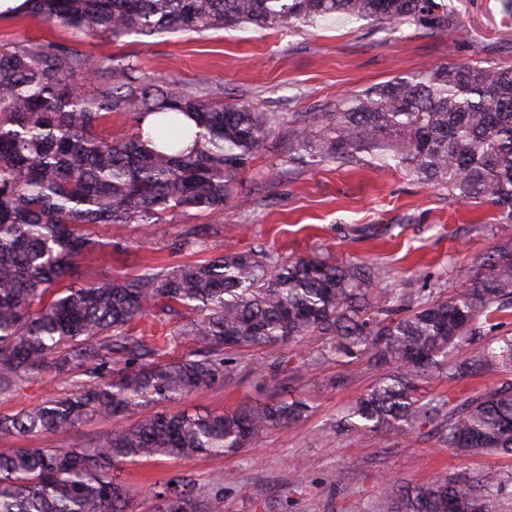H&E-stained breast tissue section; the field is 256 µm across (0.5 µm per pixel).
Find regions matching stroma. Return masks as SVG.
Masks as SVG:
<instances>
[{"mask_svg": "<svg viewBox=\"0 0 512 512\" xmlns=\"http://www.w3.org/2000/svg\"><path fill=\"white\" fill-rule=\"evenodd\" d=\"M447 3L458 21L453 31L339 19L317 28L133 34L115 42L103 33L15 15L0 16V44L29 39L74 47L92 59L109 54L164 87L189 94L219 86L225 101L262 112H324L341 94L396 75L482 59L491 44L493 61L512 67V14H505L503 0ZM288 139L287 128L277 127L232 182L223 215L176 212L148 230L138 224L119 231L96 225L93 235L106 247L85 258V280L133 273L157 261L191 263L227 246L245 251L262 244L295 256L319 252L344 264L379 265L372 297L418 302L441 290L465 292L476 258L496 255L505 244L492 206L452 202L445 189L369 164L291 168L285 161ZM188 232L204 241L206 250L172 249ZM503 336H512V306L463 340L439 374L419 382L422 400L455 403L512 384L510 366L493 364L466 379L456 378L453 369ZM284 354L290 363L282 378L310 401V414L236 455L190 462L159 457L126 466L136 512H150L154 484L182 473L194 475L199 495L221 486L227 512H377L385 477L414 485L441 474L482 477L493 488L512 481V456L456 455L426 427L337 431V419L372 385L377 371L361 361L309 364L293 345ZM254 358L251 352L240 354L230 377L190 395L186 406L221 411L276 396V384L255 373Z\"/></svg>", "mask_w": 512, "mask_h": 512, "instance_id": "stroma-1", "label": "stroma"}]
</instances>
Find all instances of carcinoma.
I'll return each instance as SVG.
<instances>
[{"label": "carcinoma", "mask_w": 512, "mask_h": 512, "mask_svg": "<svg viewBox=\"0 0 512 512\" xmlns=\"http://www.w3.org/2000/svg\"><path fill=\"white\" fill-rule=\"evenodd\" d=\"M23 14L112 41L135 34H201L228 27L316 26L338 17L377 24L457 28L436 0H26ZM132 116L120 137L98 125ZM153 118L149 131L143 123ZM279 124L288 162L369 163L487 204L512 239V68L487 59L445 63L345 94L329 112H260L224 101V89L170 91L110 56L91 60L50 42L0 47V395L47 374L68 387L30 408L0 413V439L69 436L94 417L112 431L64 448L0 454V512H134L123 467L157 456L194 461L254 448L310 412L299 397L222 413L180 407L214 387L236 356L263 349L254 371L287 367L277 349L322 339L323 360L368 359L377 381L347 410L354 426L410 429L436 424L461 455H512V385L441 409L418 381L448 364L480 320L512 295V255L487 262L467 294L438 293L414 309L360 305L375 265H343L259 247L224 249L203 262L152 265L103 281L82 278L99 241L91 229L162 224L173 212L224 214L229 187ZM188 317L163 343L132 331L177 309ZM186 347L178 359L169 346ZM512 366V336L455 366L473 376L487 363ZM152 512H225L222 488L199 499L189 474L152 491ZM379 512H493L483 478L438 476L421 486L388 483Z\"/></svg>", "instance_id": "cac0c4a2"}]
</instances>
